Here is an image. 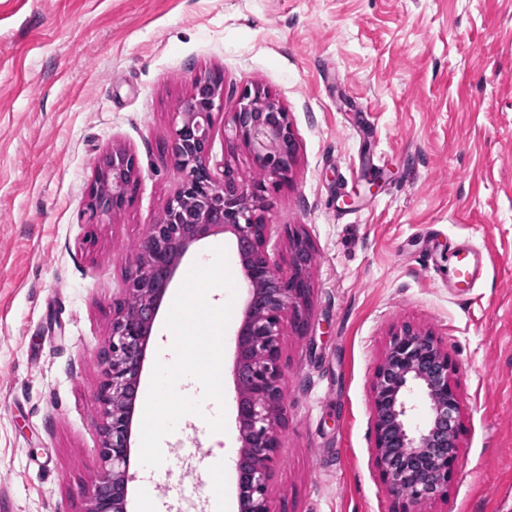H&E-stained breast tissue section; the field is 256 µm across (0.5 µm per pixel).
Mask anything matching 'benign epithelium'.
Instances as JSON below:
<instances>
[{"label": "benign epithelium", "mask_w": 512, "mask_h": 512, "mask_svg": "<svg viewBox=\"0 0 512 512\" xmlns=\"http://www.w3.org/2000/svg\"><path fill=\"white\" fill-rule=\"evenodd\" d=\"M187 102L166 146V157L183 181L166 205L168 220L150 225L140 242L139 257L126 276L128 303L118 305L112 315V336L101 359L97 401L105 419L100 446L105 468L87 512H126L132 417L152 328L189 247L218 233L234 242L248 288L235 333L233 367L240 512H271L268 487L278 464V429L284 415L280 339L288 313H293L297 329L304 326L313 248L295 235L290 272H281L265 251L263 212L269 206L266 182L288 181L298 144L288 113L278 102L245 89L231 112L230 132L249 148L261 179L248 181L225 164L219 180L212 170V131L214 111L224 106V76L196 79ZM136 171L133 154L122 149L106 154L88 193L91 216L123 209L134 193ZM454 372L439 341L411 326L393 335L375 370V466L391 496L402 501L399 512H417L415 507L436 497L453 473L461 409ZM416 389L424 394L429 414L424 426L413 431L408 420L414 407L408 395Z\"/></svg>", "instance_id": "1"}]
</instances>
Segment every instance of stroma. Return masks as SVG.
Listing matches in <instances>:
<instances>
[{"label": "stroma", "instance_id": "obj_1", "mask_svg": "<svg viewBox=\"0 0 512 512\" xmlns=\"http://www.w3.org/2000/svg\"><path fill=\"white\" fill-rule=\"evenodd\" d=\"M224 74L215 175L253 179L225 139L239 94L288 114L298 152L273 192L266 251L314 248L306 326L285 322V421L272 512H396L374 466L370 385L394 332H431L456 366L458 458L420 512H512V0H0V512H85L102 473L99 355L149 226L178 190L166 160L179 102ZM135 154L131 202L88 223L99 160ZM227 249L236 288L223 403L140 464L133 424L126 512H238L234 333L247 288L228 236L190 246L153 326L142 381L188 269ZM487 266L469 299L450 249ZM225 412V434L206 416Z\"/></svg>", "mask_w": 512, "mask_h": 512}]
</instances>
